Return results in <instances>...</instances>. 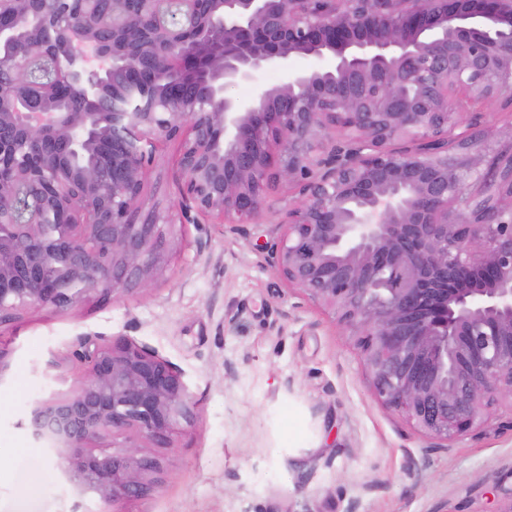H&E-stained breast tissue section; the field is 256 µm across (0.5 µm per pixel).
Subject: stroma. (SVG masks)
Segmentation results:
<instances>
[{"mask_svg":"<svg viewBox=\"0 0 512 512\" xmlns=\"http://www.w3.org/2000/svg\"><path fill=\"white\" fill-rule=\"evenodd\" d=\"M177 154V143L162 145L146 175V202L176 222L150 289L0 325V512H497L512 488V405L448 450L415 434L377 399L349 337L252 246L297 188L278 187L244 238L181 213ZM82 335L151 348L195 402L169 447L146 442L157 486L142 497L76 499L25 426L34 399L77 386L78 364L60 382L39 369Z\"/></svg>","mask_w":512,"mask_h":512,"instance_id":"1","label":"stroma"}]
</instances>
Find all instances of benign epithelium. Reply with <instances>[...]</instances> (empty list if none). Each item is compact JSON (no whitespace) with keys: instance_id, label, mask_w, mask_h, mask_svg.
<instances>
[{"instance_id":"1","label":"benign epithelium","mask_w":512,"mask_h":512,"mask_svg":"<svg viewBox=\"0 0 512 512\" xmlns=\"http://www.w3.org/2000/svg\"><path fill=\"white\" fill-rule=\"evenodd\" d=\"M51 2L0 0V323L154 283L170 235L144 177L176 141L183 211L244 237L298 187L255 249L417 435L451 448L512 401V134L464 120L512 109V0H81L89 23ZM145 73L137 108L109 93ZM69 359L83 380L34 402L32 435L81 494L145 495L138 438L191 420L182 373L127 338Z\"/></svg>"}]
</instances>
